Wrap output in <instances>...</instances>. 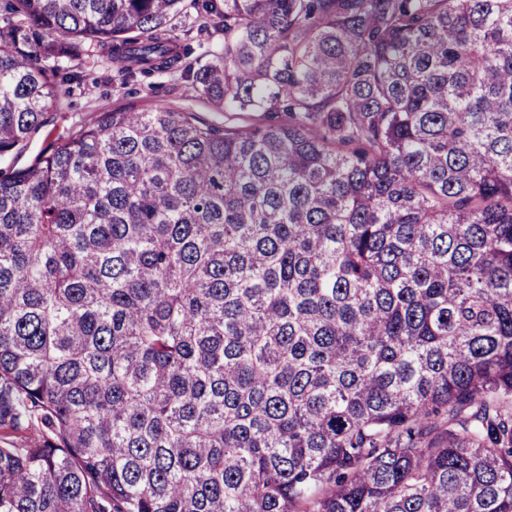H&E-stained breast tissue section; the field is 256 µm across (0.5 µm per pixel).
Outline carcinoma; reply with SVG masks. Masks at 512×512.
Here are the masks:
<instances>
[{
  "label": "carcinoma",
  "mask_w": 512,
  "mask_h": 512,
  "mask_svg": "<svg viewBox=\"0 0 512 512\" xmlns=\"http://www.w3.org/2000/svg\"><path fill=\"white\" fill-rule=\"evenodd\" d=\"M99 50L283 118L0 167V512H512V0H0V161ZM174 34H177L183 44L189 45L192 50L191 59H199L201 64H204L210 59V50H214L223 42L224 35L220 30L210 28L208 33H203L201 36L197 34V25L195 23V12L191 10L186 15H181L176 19ZM192 29L188 35L186 31Z\"/></svg>",
  "instance_id": "1"
}]
</instances>
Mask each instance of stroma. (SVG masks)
<instances>
[{
    "label": "stroma",
    "instance_id": "stroma-1",
    "mask_svg": "<svg viewBox=\"0 0 512 512\" xmlns=\"http://www.w3.org/2000/svg\"><path fill=\"white\" fill-rule=\"evenodd\" d=\"M195 26V15L190 12L176 19L175 32L191 48L192 58L205 62L210 58V50L223 42L224 35L214 28L200 35ZM69 67L79 73V81L61 85L49 109V124L34 135L26 150L10 157L9 162L14 167L30 165L51 140L77 132L99 113L131 103L143 110L164 105L181 112H193L216 124H245L265 119L260 112H225L216 109L190 85L166 74L119 80L111 61L103 56L73 61Z\"/></svg>",
    "mask_w": 512,
    "mask_h": 512
}]
</instances>
